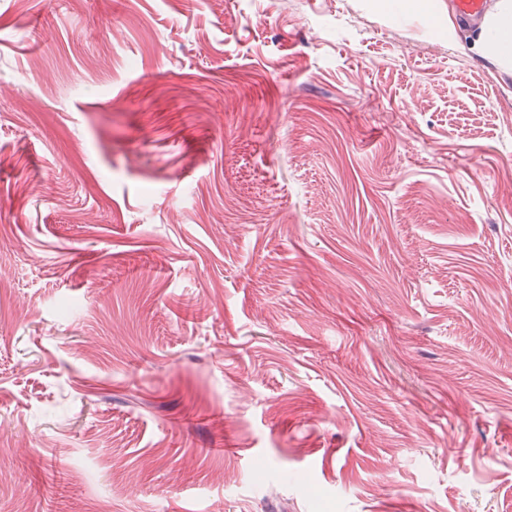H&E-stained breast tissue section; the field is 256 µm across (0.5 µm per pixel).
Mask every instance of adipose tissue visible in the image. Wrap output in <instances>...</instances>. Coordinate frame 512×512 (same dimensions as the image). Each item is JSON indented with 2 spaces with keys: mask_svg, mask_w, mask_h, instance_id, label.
Returning <instances> with one entry per match:
<instances>
[{
  "mask_svg": "<svg viewBox=\"0 0 512 512\" xmlns=\"http://www.w3.org/2000/svg\"><path fill=\"white\" fill-rule=\"evenodd\" d=\"M471 49L502 70L512 69V0H494L476 27Z\"/></svg>",
  "mask_w": 512,
  "mask_h": 512,
  "instance_id": "1",
  "label": "adipose tissue"
}]
</instances>
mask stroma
<instances>
[{
	"label": "stroma",
	"instance_id": "35a3bbf8",
	"mask_svg": "<svg viewBox=\"0 0 512 512\" xmlns=\"http://www.w3.org/2000/svg\"><path fill=\"white\" fill-rule=\"evenodd\" d=\"M382 0H0V512H512V70Z\"/></svg>",
	"mask_w": 512,
	"mask_h": 512
}]
</instances>
